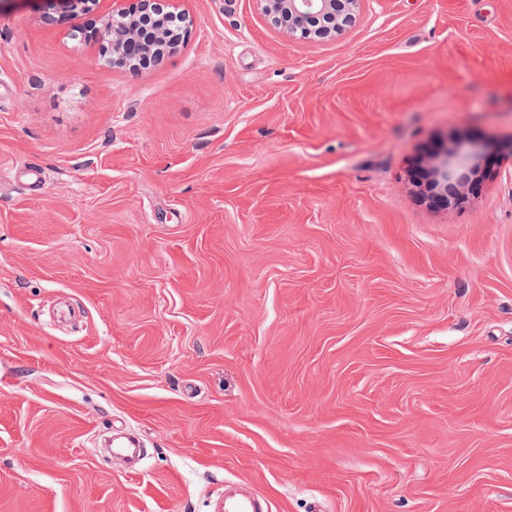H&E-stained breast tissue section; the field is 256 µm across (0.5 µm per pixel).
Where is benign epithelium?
Wrapping results in <instances>:
<instances>
[{"label": "benign epithelium", "mask_w": 512, "mask_h": 512, "mask_svg": "<svg viewBox=\"0 0 512 512\" xmlns=\"http://www.w3.org/2000/svg\"><path fill=\"white\" fill-rule=\"evenodd\" d=\"M261 10L289 37L306 42L334 38L355 24L362 0H256ZM170 11L158 0H112V10L96 16L92 37L103 46L113 65L131 72L143 60H163L175 49L166 26ZM475 151L450 149L431 170L432 184L442 198L463 202L461 189L481 167Z\"/></svg>", "instance_id": "7a95c632"}]
</instances>
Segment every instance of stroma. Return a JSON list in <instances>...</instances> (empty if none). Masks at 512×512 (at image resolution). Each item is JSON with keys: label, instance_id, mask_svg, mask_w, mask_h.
I'll return each mask as SVG.
<instances>
[{"label": "stroma", "instance_id": "35a3bbf8", "mask_svg": "<svg viewBox=\"0 0 512 512\" xmlns=\"http://www.w3.org/2000/svg\"><path fill=\"white\" fill-rule=\"evenodd\" d=\"M176 6L139 73L59 0L0 15V512H512V0L308 43ZM481 161V155L475 150L449 149L432 167V184L441 190V196L445 200L449 197L456 204L462 203L464 196L461 189L470 176L480 169Z\"/></svg>", "mask_w": 512, "mask_h": 512}]
</instances>
